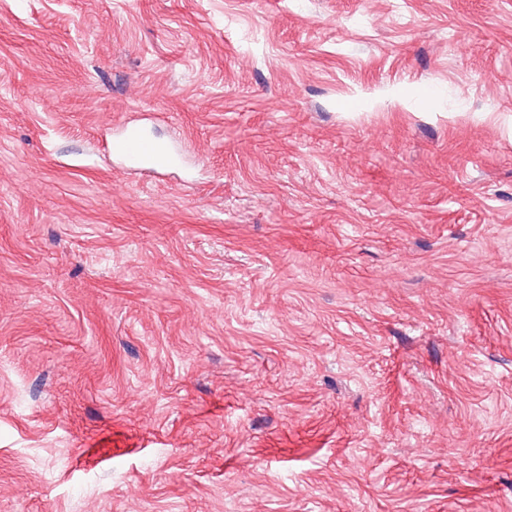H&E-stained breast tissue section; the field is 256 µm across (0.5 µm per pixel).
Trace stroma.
<instances>
[{"label": "stroma", "instance_id": "1", "mask_svg": "<svg viewBox=\"0 0 512 512\" xmlns=\"http://www.w3.org/2000/svg\"><path fill=\"white\" fill-rule=\"evenodd\" d=\"M0 512H512V0H0ZM110 150L114 157L133 167H148L155 172L169 169L175 157L169 146L156 140L143 130L124 126L113 135Z\"/></svg>", "mask_w": 512, "mask_h": 512}]
</instances>
